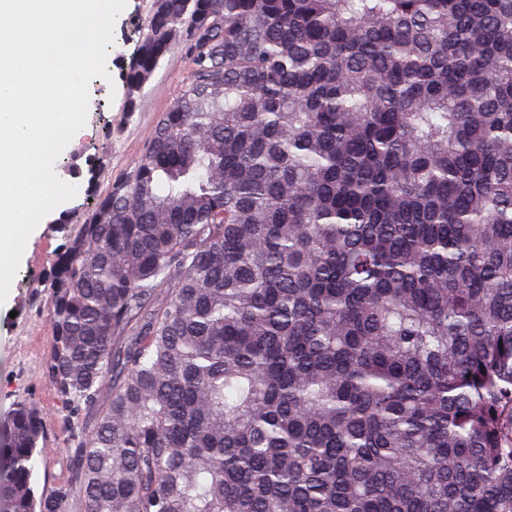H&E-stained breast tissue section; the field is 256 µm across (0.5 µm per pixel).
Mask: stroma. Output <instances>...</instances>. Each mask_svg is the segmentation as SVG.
Wrapping results in <instances>:
<instances>
[{"instance_id": "stroma-1", "label": "stroma", "mask_w": 512, "mask_h": 512, "mask_svg": "<svg viewBox=\"0 0 512 512\" xmlns=\"http://www.w3.org/2000/svg\"><path fill=\"white\" fill-rule=\"evenodd\" d=\"M154 0H127L114 27V44L106 58L108 78L89 84V110L81 136L61 153L57 176L81 184L83 191L66 201L64 210L82 213L87 194L105 195L115 180L131 171L147 147L156 123L185 83L191 64L181 49H174L160 63L140 93L135 111L126 107L125 90L118 76L124 58L137 47ZM95 157L87 165V157ZM56 215L44 217L27 240L8 303L0 306V418L17 402L31 401L46 421L47 455L37 457L33 472L36 493L53 490L67 480L74 454L68 446L63 412L41 371L43 358L52 344L50 307L46 295L32 289L50 268L63 234L56 228Z\"/></svg>"}]
</instances>
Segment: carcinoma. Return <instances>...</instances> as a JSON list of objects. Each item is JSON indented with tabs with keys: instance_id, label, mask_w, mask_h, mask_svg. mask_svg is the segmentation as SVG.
Listing matches in <instances>:
<instances>
[{
	"instance_id": "obj_1",
	"label": "carcinoma",
	"mask_w": 512,
	"mask_h": 512,
	"mask_svg": "<svg viewBox=\"0 0 512 512\" xmlns=\"http://www.w3.org/2000/svg\"><path fill=\"white\" fill-rule=\"evenodd\" d=\"M191 63L41 280L0 512H512V0H155Z\"/></svg>"
}]
</instances>
